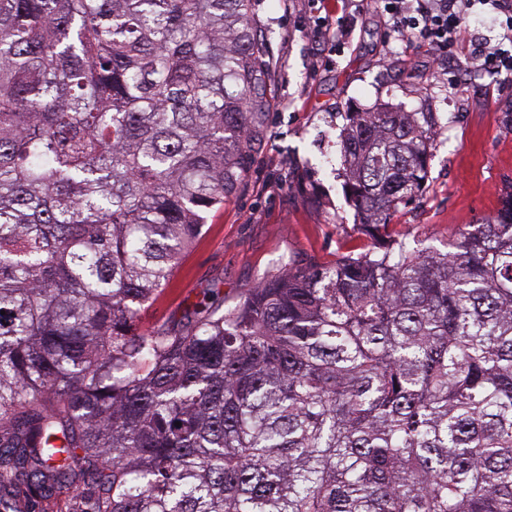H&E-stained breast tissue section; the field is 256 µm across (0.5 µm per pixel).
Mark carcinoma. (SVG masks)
Wrapping results in <instances>:
<instances>
[{
    "mask_svg": "<svg viewBox=\"0 0 512 512\" xmlns=\"http://www.w3.org/2000/svg\"><path fill=\"white\" fill-rule=\"evenodd\" d=\"M255 0H0V512H512V195L387 241L429 112H352L379 245L139 326L265 133Z\"/></svg>",
    "mask_w": 512,
    "mask_h": 512,
    "instance_id": "cac0c4a2",
    "label": "carcinoma"
}]
</instances>
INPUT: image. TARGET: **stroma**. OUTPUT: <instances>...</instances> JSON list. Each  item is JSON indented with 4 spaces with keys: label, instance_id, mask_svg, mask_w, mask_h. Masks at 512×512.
I'll return each instance as SVG.
<instances>
[{
    "label": "stroma",
    "instance_id": "1",
    "mask_svg": "<svg viewBox=\"0 0 512 512\" xmlns=\"http://www.w3.org/2000/svg\"><path fill=\"white\" fill-rule=\"evenodd\" d=\"M336 0H257L275 64V105L244 189L210 214L202 236L140 320H178L188 299L211 284L234 301L282 263L331 265L367 250L344 189L341 134L349 113L378 104L397 112H431L437 137L420 199L400 209L387 230L395 240L431 245L494 216L512 192V74L456 68L474 43L497 44V15L468 18L466 43L452 65L431 76V50L390 32L373 12L350 14V37L325 44L313 23Z\"/></svg>",
    "mask_w": 512,
    "mask_h": 512
}]
</instances>
